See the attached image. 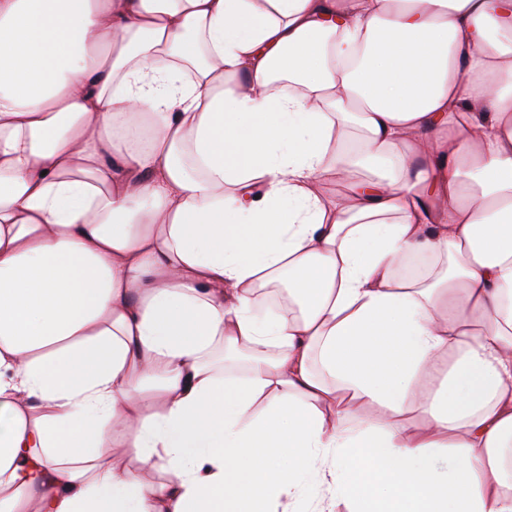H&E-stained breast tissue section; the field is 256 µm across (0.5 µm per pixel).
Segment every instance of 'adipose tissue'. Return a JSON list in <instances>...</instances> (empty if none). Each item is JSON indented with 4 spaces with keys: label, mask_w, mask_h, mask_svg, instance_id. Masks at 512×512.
Returning a JSON list of instances; mask_svg holds the SVG:
<instances>
[{
    "label": "adipose tissue",
    "mask_w": 512,
    "mask_h": 512,
    "mask_svg": "<svg viewBox=\"0 0 512 512\" xmlns=\"http://www.w3.org/2000/svg\"><path fill=\"white\" fill-rule=\"evenodd\" d=\"M339 499L512 512V0H0V512Z\"/></svg>",
    "instance_id": "1"
}]
</instances>
